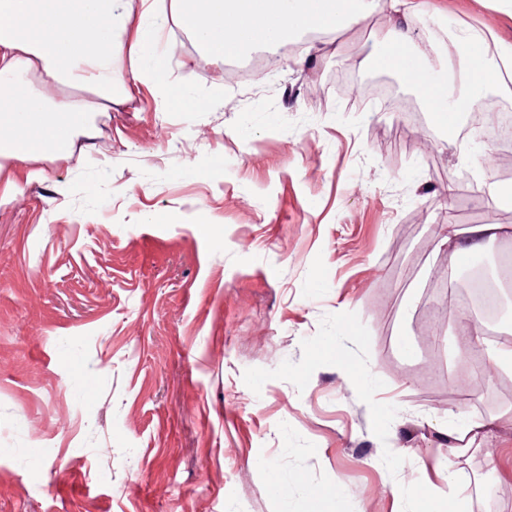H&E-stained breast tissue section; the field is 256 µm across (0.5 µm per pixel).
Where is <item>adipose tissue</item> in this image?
<instances>
[{
    "mask_svg": "<svg viewBox=\"0 0 512 512\" xmlns=\"http://www.w3.org/2000/svg\"><path fill=\"white\" fill-rule=\"evenodd\" d=\"M377 12L388 27L374 65L420 83L426 111L456 143L462 112L495 90L492 76L512 71V43L488 28L457 25L463 92L451 97L447 81L428 78L425 57L408 50L428 13L426 0H0V173L62 157L88 132L94 113L138 102L141 83L164 100L184 98L165 67L174 49L170 27L187 32L220 64L303 33L338 37ZM120 65L127 79L117 78ZM503 231L500 224L463 231L448 224L439 243L453 265Z\"/></svg>",
    "mask_w": 512,
    "mask_h": 512,
    "instance_id": "obj_1",
    "label": "adipose tissue"
}]
</instances>
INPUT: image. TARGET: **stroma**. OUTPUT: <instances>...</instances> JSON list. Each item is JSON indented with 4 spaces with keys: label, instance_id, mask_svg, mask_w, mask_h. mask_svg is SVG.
<instances>
[{
    "label": "stroma",
    "instance_id": "stroma-1",
    "mask_svg": "<svg viewBox=\"0 0 512 512\" xmlns=\"http://www.w3.org/2000/svg\"><path fill=\"white\" fill-rule=\"evenodd\" d=\"M429 3L434 73L458 62L457 23L512 42L500 0ZM384 35L378 13L333 53L306 34L251 81L252 53L217 65L185 39L166 68L206 110L145 86L43 160L48 180L17 163L22 190L0 200V512H512V389H457L479 365L448 302L480 261L512 309V238L453 266L437 244L448 222L512 226V207H473L494 182L417 86L373 65ZM340 69L412 101L431 146L329 84ZM465 173L468 195L445 194ZM461 400L491 425L489 465L440 445Z\"/></svg>",
    "mask_w": 512,
    "mask_h": 512
}]
</instances>
